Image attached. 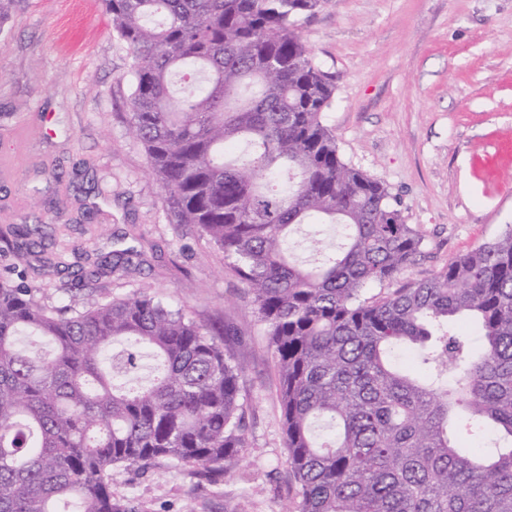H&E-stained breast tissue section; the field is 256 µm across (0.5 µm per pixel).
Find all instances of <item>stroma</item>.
Here are the masks:
<instances>
[{
    "label": "stroma",
    "mask_w": 512,
    "mask_h": 512,
    "mask_svg": "<svg viewBox=\"0 0 512 512\" xmlns=\"http://www.w3.org/2000/svg\"><path fill=\"white\" fill-rule=\"evenodd\" d=\"M335 85L323 120L342 158L383 181L420 230L401 282L512 225V0H323L301 22ZM133 78L103 7L0 0V244L40 225L42 257L0 253V271L43 304L132 294L184 309L243 366L248 446L217 475L170 460L111 470L138 512H281L295 495L265 328L230 260L193 224L171 223L129 137ZM131 250L126 272L92 277Z\"/></svg>",
    "instance_id": "1"
}]
</instances>
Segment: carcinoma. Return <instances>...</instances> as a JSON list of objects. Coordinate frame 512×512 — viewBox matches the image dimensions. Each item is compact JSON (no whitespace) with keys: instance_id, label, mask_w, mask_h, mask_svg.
I'll use <instances>...</instances> for the list:
<instances>
[{"instance_id":"1","label":"carcinoma","mask_w":512,"mask_h":512,"mask_svg":"<svg viewBox=\"0 0 512 512\" xmlns=\"http://www.w3.org/2000/svg\"><path fill=\"white\" fill-rule=\"evenodd\" d=\"M320 3L103 0L132 59L129 134L170 220L233 260L265 325L296 484L283 512H512V227L364 297L424 238L323 122L335 86L300 31ZM303 224L341 242L317 231L319 258L293 259ZM38 293L0 277V512H135L112 466L216 472L246 447L242 366L182 310L139 295L65 317ZM404 346L420 368L393 361ZM146 353L156 374L131 386Z\"/></svg>"}]
</instances>
